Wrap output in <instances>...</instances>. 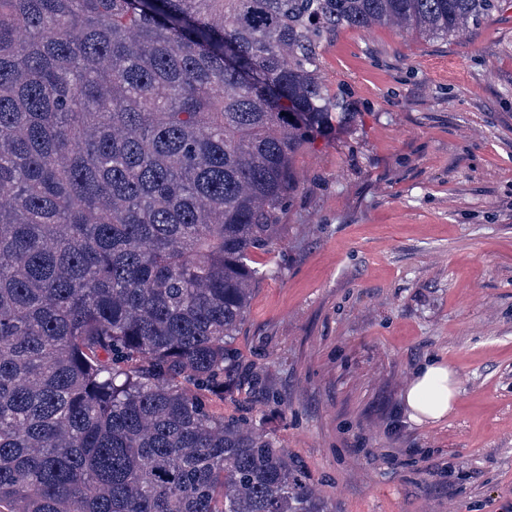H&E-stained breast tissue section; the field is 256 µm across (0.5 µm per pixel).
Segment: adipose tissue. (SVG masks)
I'll list each match as a JSON object with an SVG mask.
<instances>
[{"label": "adipose tissue", "instance_id": "1", "mask_svg": "<svg viewBox=\"0 0 512 512\" xmlns=\"http://www.w3.org/2000/svg\"><path fill=\"white\" fill-rule=\"evenodd\" d=\"M457 374L446 363H424L408 383L403 399L411 420L439 421L450 414L457 402Z\"/></svg>", "mask_w": 512, "mask_h": 512}]
</instances>
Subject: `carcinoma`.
<instances>
[{
	"label": "carcinoma",
	"instance_id": "carcinoma-1",
	"mask_svg": "<svg viewBox=\"0 0 512 512\" xmlns=\"http://www.w3.org/2000/svg\"><path fill=\"white\" fill-rule=\"evenodd\" d=\"M500 0H0V512H334L214 415L348 29Z\"/></svg>",
	"mask_w": 512,
	"mask_h": 512
}]
</instances>
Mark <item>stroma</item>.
I'll return each instance as SVG.
<instances>
[{
  "mask_svg": "<svg viewBox=\"0 0 512 512\" xmlns=\"http://www.w3.org/2000/svg\"><path fill=\"white\" fill-rule=\"evenodd\" d=\"M321 75L355 117L295 158L281 240L254 256L247 374L210 410L273 437L336 512H512V0L446 42L344 31ZM430 359L459 396L415 424L403 392Z\"/></svg>",
  "mask_w": 512,
  "mask_h": 512,
  "instance_id": "obj_1",
  "label": "stroma"
}]
</instances>
